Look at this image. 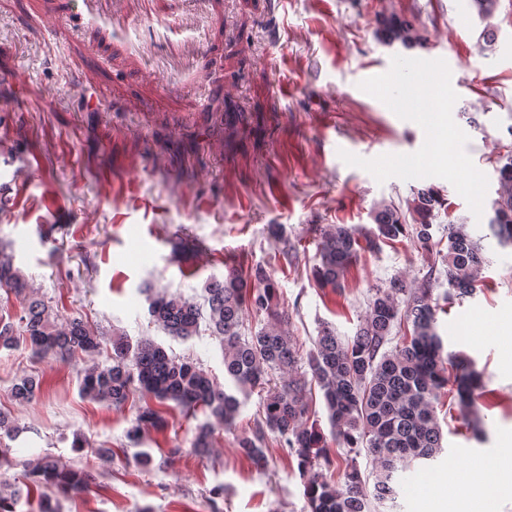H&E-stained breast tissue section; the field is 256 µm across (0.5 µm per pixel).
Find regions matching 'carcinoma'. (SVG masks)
I'll return each instance as SVG.
<instances>
[{
    "mask_svg": "<svg viewBox=\"0 0 512 512\" xmlns=\"http://www.w3.org/2000/svg\"><path fill=\"white\" fill-rule=\"evenodd\" d=\"M485 23L484 49L494 46L490 20L499 0H471ZM376 38L406 49L427 46V39L409 19L397 16L378 21ZM499 189L492 203L489 230L503 247L512 245V151L499 157ZM447 209V199L432 186L418 189L407 210L382 202L374 209L376 229L359 235L345 224L323 229L317 242V281L322 288H343L349 267L361 252H378L401 237L410 236L427 247L433 221ZM413 224H408L406 215ZM482 237L470 225L448 224V248L441 264L448 280L444 299H463L476 291L485 263ZM0 242V291L20 305L18 322L0 320V347L24 342L41 358L67 362L100 353L105 334L79 317L62 320L53 307L34 291L28 278L14 267ZM148 297L151 321L169 335L196 336L207 322L224 351V377L233 389L214 382L191 359H178L149 339L131 344L125 333L112 331L111 363L94 362L83 371L82 394L97 403L120 409L130 405L135 418L129 438L141 429L162 431L167 419L161 406L172 402L187 414L202 410L207 420L195 428L193 447L211 448L215 427L236 428L241 402L258 393L259 407L249 432L236 437L239 454L256 466L266 464V448L274 441L296 457L303 480L308 512H379L384 503L397 506L398 475L415 461H433L442 451V429L437 416L440 391L453 382L448 396L471 414L478 412L481 376L472 359L443 355L437 333L439 309L434 278L419 281L397 275L372 288L368 308L352 336L323 329L307 357L290 336L287 314L280 309L275 282L262 265L247 270L229 269L223 279L203 285V304L178 292L156 291L142 285ZM253 315L260 327L245 333V316ZM403 330L393 347V330ZM307 365L309 371L302 370ZM319 388L338 448L346 449L344 468L321 432L310 422L313 388ZM38 384L32 377L12 387L14 399L31 401ZM364 457L371 468L361 469ZM23 480L0 483V512H15V505L33 488L54 487L62 493H80L90 475L43 456L24 464Z\"/></svg>",
    "mask_w": 512,
    "mask_h": 512,
    "instance_id": "cac0c4a2",
    "label": "carcinoma"
}]
</instances>
